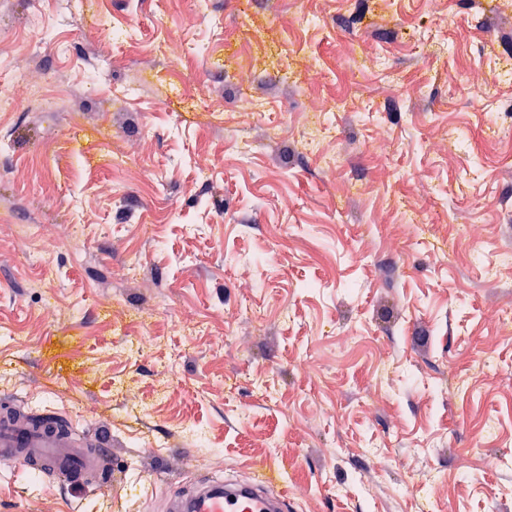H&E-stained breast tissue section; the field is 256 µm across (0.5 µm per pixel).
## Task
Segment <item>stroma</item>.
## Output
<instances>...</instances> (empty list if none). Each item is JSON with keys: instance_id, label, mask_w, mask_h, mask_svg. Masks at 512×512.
I'll return each instance as SVG.
<instances>
[{"instance_id": "obj_1", "label": "stroma", "mask_w": 512, "mask_h": 512, "mask_svg": "<svg viewBox=\"0 0 512 512\" xmlns=\"http://www.w3.org/2000/svg\"><path fill=\"white\" fill-rule=\"evenodd\" d=\"M16 58L63 105L0 112V401L124 480L0 466V512L261 467L293 512H512V0H0Z\"/></svg>"}]
</instances>
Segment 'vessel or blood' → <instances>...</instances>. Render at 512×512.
<instances>
[{
	"mask_svg": "<svg viewBox=\"0 0 512 512\" xmlns=\"http://www.w3.org/2000/svg\"><path fill=\"white\" fill-rule=\"evenodd\" d=\"M111 439L102 434L94 449L84 448L65 422L53 427H33L20 410L0 411V462L17 464L33 473L52 471L65 486L82 485L86 475L106 479L109 471L102 455ZM273 471L261 468L243 483L225 482L201 489L182 501L181 512H289L285 494H270L276 483Z\"/></svg>",
	"mask_w": 512,
	"mask_h": 512,
	"instance_id": "obj_1",
	"label": "vessel or blood"
}]
</instances>
